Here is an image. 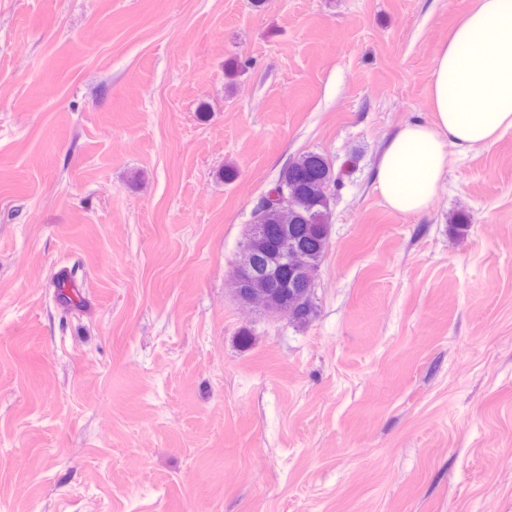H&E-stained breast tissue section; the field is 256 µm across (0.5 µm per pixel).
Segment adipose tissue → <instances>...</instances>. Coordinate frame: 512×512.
I'll return each mask as SVG.
<instances>
[{"label": "adipose tissue", "mask_w": 512, "mask_h": 512, "mask_svg": "<svg viewBox=\"0 0 512 512\" xmlns=\"http://www.w3.org/2000/svg\"><path fill=\"white\" fill-rule=\"evenodd\" d=\"M429 93L434 119L407 122L381 156L377 189L400 214L424 211L449 149L467 154L512 129V0H475L434 52Z\"/></svg>", "instance_id": "1"}]
</instances>
